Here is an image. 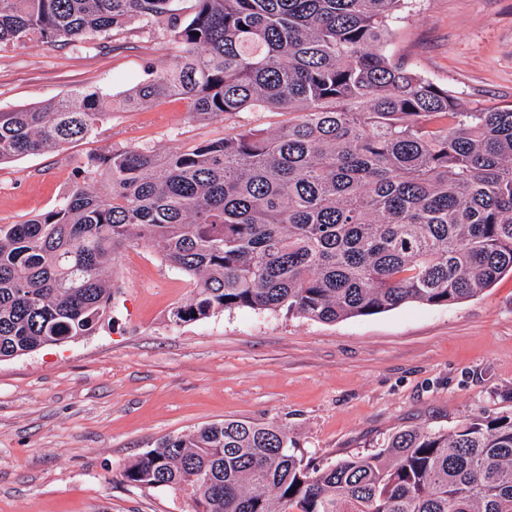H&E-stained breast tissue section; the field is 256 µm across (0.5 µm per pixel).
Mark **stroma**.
Instances as JSON below:
<instances>
[{
	"mask_svg": "<svg viewBox=\"0 0 512 512\" xmlns=\"http://www.w3.org/2000/svg\"><path fill=\"white\" fill-rule=\"evenodd\" d=\"M386 51L467 109L512 106V0H411ZM179 56L138 19L82 44L10 46L0 109L82 87L118 97ZM287 122L266 110L196 115L177 98L113 113L83 140L0 165V224L55 208L108 148L167 153ZM107 277L110 316L91 335L0 361V512H190L181 494L130 485L122 471L163 438L227 419L279 425L295 455L325 466L405 427L512 412L510 272L448 306L334 323L248 308L173 322L195 279L143 244Z\"/></svg>",
	"mask_w": 512,
	"mask_h": 512,
	"instance_id": "1",
	"label": "stroma"
}]
</instances>
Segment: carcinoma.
<instances>
[{
    "label": "carcinoma",
    "mask_w": 512,
    "mask_h": 512,
    "mask_svg": "<svg viewBox=\"0 0 512 512\" xmlns=\"http://www.w3.org/2000/svg\"><path fill=\"white\" fill-rule=\"evenodd\" d=\"M0 0V47L166 25L177 67L117 100L78 88L0 112V164L81 140L115 110L177 96L217 116L296 118L166 154L92 158L62 204L0 224V360L88 336L134 244L196 278L176 323L282 308L319 320L450 305L512 271V108L467 112L386 53L407 0ZM274 425L224 420L125 466L192 512H512V413L406 428L315 466Z\"/></svg>",
    "instance_id": "obj_1"
}]
</instances>
